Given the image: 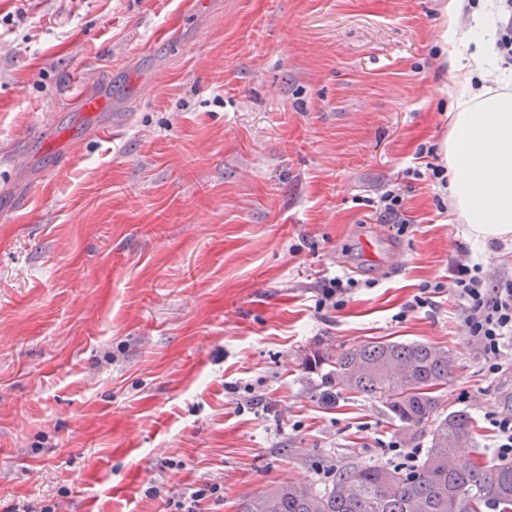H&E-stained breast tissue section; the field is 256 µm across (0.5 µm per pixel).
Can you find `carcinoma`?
<instances>
[{"instance_id": "cac0c4a2", "label": "carcinoma", "mask_w": 512, "mask_h": 512, "mask_svg": "<svg viewBox=\"0 0 512 512\" xmlns=\"http://www.w3.org/2000/svg\"><path fill=\"white\" fill-rule=\"evenodd\" d=\"M308 367H325V383L382 401L401 427L429 430L416 464L344 469L322 489L295 482L268 486L242 499L239 512H512V459L460 460L473 440L472 418L440 410L448 384V352L426 342L375 339L337 351L317 350Z\"/></svg>"}]
</instances>
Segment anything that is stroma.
<instances>
[{
	"label": "stroma",
	"instance_id": "stroma-1",
	"mask_svg": "<svg viewBox=\"0 0 512 512\" xmlns=\"http://www.w3.org/2000/svg\"><path fill=\"white\" fill-rule=\"evenodd\" d=\"M210 2L0 0V512H163L152 487L205 483L238 512L400 463L394 439L423 457L427 433L302 364L376 338L448 351L443 406L476 426L458 455L495 458L512 341L488 374L446 282L465 255L512 278V240L474 246L413 176L448 136L447 0ZM80 86L123 123L58 170L36 134ZM389 189L406 232L379 218ZM334 276L358 286L316 309Z\"/></svg>",
	"mask_w": 512,
	"mask_h": 512
}]
</instances>
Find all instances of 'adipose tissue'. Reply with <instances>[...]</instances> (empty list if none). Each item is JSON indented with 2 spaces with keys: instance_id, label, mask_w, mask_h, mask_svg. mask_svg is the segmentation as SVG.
I'll use <instances>...</instances> for the list:
<instances>
[{
  "instance_id": "1",
  "label": "adipose tissue",
  "mask_w": 512,
  "mask_h": 512,
  "mask_svg": "<svg viewBox=\"0 0 512 512\" xmlns=\"http://www.w3.org/2000/svg\"><path fill=\"white\" fill-rule=\"evenodd\" d=\"M466 0H447L448 29L473 52L456 68L457 94L448 113L444 159L448 167V207L467 235L480 243L512 237V89L487 85L474 90L475 73L488 70L495 56L491 17L463 28Z\"/></svg>"
}]
</instances>
